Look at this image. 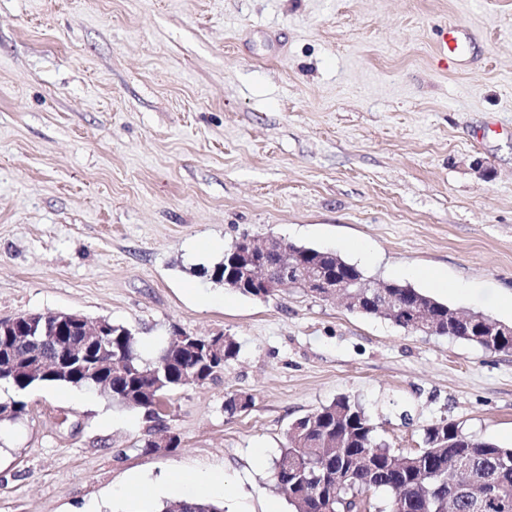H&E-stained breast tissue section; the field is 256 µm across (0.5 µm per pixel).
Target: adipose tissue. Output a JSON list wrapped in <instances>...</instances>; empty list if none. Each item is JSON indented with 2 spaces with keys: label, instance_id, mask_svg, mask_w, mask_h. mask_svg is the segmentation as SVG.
<instances>
[{
  "label": "adipose tissue",
  "instance_id": "ef3b65f1",
  "mask_svg": "<svg viewBox=\"0 0 512 512\" xmlns=\"http://www.w3.org/2000/svg\"><path fill=\"white\" fill-rule=\"evenodd\" d=\"M128 488L132 495L140 499H149L162 493L175 496L186 493L193 498L223 497L231 490L223 475L202 471L156 480L135 477L129 481Z\"/></svg>",
  "mask_w": 512,
  "mask_h": 512
}]
</instances>
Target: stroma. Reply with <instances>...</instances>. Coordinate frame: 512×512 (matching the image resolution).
<instances>
[{
	"label": "stroma",
	"instance_id": "stroma-1",
	"mask_svg": "<svg viewBox=\"0 0 512 512\" xmlns=\"http://www.w3.org/2000/svg\"><path fill=\"white\" fill-rule=\"evenodd\" d=\"M449 25L478 54L440 61ZM268 235L511 324L512 0H0V318L106 317L154 352L176 330L240 346L156 422L29 389L0 423V512H144L120 492L132 476L195 470L231 483L226 512H294L274 461L342 396L398 452L443 418L512 446V353L207 276ZM231 393L253 406L228 413ZM157 425L178 448L144 449Z\"/></svg>",
	"mask_w": 512,
	"mask_h": 512
}]
</instances>
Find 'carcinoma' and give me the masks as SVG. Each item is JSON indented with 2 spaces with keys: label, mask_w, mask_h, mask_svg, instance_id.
Masks as SVG:
<instances>
[{
  "label": "carcinoma",
  "mask_w": 512,
  "mask_h": 512,
  "mask_svg": "<svg viewBox=\"0 0 512 512\" xmlns=\"http://www.w3.org/2000/svg\"><path fill=\"white\" fill-rule=\"evenodd\" d=\"M302 262L319 266L354 285L365 315L389 316L380 300L394 295L409 310H419L435 324V334L486 347L481 334L486 316L463 315L445 303L415 288L393 281L373 287V278L341 255L300 246ZM169 342L152 360L138 353L132 331L122 324L112 328V351L120 356L123 371L100 376L87 368L69 379L35 377L17 370L0 375V385L9 384L22 392L38 385H66L100 393L128 407L152 413L164 405L168 392L187 387L184 370L192 368L205 382L221 371L178 357ZM310 425L308 434L288 430L273 470L275 487L295 512H445L448 499L458 503V512H484L478 492L488 484L505 489L509 502L498 512H512V448L474 439L462 427L442 419L424 429L423 447L406 455L393 451L377 434V427L364 409L346 397L302 417ZM339 495L330 494L336 481ZM387 496L379 504L374 495ZM151 512H224L222 502L188 499L165 500Z\"/></svg>",
  "instance_id": "carcinoma-1"
}]
</instances>
